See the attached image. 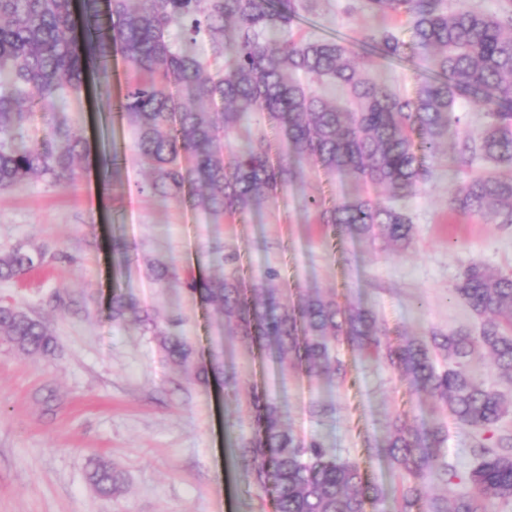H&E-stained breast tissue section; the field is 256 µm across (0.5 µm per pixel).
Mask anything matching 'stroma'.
<instances>
[{
	"mask_svg": "<svg viewBox=\"0 0 512 512\" xmlns=\"http://www.w3.org/2000/svg\"><path fill=\"white\" fill-rule=\"evenodd\" d=\"M347 2L316 0L295 35L362 39L369 20L345 13ZM360 65L409 96L422 68L417 61L375 57ZM69 110L92 152L116 150L125 163L110 183L91 161L76 183L36 180L0 194V250L40 248L50 258L42 271L0 280V299L42 320L58 342L53 356L27 359L0 344V512H274L238 452L241 438L258 434L255 417L242 412L253 395L274 400L299 436H318L337 455L358 462L369 484L394 488L389 462L368 446L383 439L393 417L415 428L436 418L431 397L414 393L386 363L345 344L336 348L347 371L342 385L300 372L280 377L263 362L254 339L225 336L214 307L180 284L153 283L146 263L157 258L214 278L224 273L215 250L235 251L246 280H259L266 266L279 267L289 304L318 289L414 336L433 328L475 330L479 317L450 293L471 262L512 271V225L455 216L448 195L466 178L493 171V164L456 162L454 144L446 142L432 179L403 202L414 239L398 250L348 231L323 235L303 198L339 201L353 195L355 185L346 175L330 177L311 167L303 181L244 219L215 224L187 207L160 204L139 193L144 171L131 135L103 102L82 97ZM117 242L128 250L122 264L113 252ZM117 291L160 315L182 316L199 359L219 354L237 390L213 378L189 381L149 337L133 325L113 324L110 303ZM316 401L331 403L332 419L311 416ZM447 427L445 459L456 476L428 484L431 495H451L468 484L474 435L452 420ZM97 457L123 473L113 497L100 496L88 480V462Z\"/></svg>",
	"mask_w": 512,
	"mask_h": 512,
	"instance_id": "1",
	"label": "stroma"
}]
</instances>
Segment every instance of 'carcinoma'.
Returning <instances> with one entry per match:
<instances>
[{
	"instance_id": "1",
	"label": "carcinoma",
	"mask_w": 512,
	"mask_h": 512,
	"mask_svg": "<svg viewBox=\"0 0 512 512\" xmlns=\"http://www.w3.org/2000/svg\"><path fill=\"white\" fill-rule=\"evenodd\" d=\"M312 8L309 0H0V193L32 180L67 185L77 179L89 145L71 124L68 103L92 80L112 83L118 52L128 70L113 108L133 131L138 163L150 172L138 190L159 202L199 210L214 223L243 219L302 180L307 161L326 174L345 173L361 187L341 202L304 199L329 233L347 228L407 249L414 229L398 202L429 179L423 159L439 153L449 114L467 95L488 122L458 141V153L506 171L463 182L448 208L512 224V4L497 14L450 10L444 0H364L375 25L358 51L337 38H290L301 12ZM399 13L411 20L407 42L385 24ZM357 56L422 59L429 66L415 95L405 97L367 77L354 63ZM324 82L343 88L350 105L320 95L316 86ZM36 115L43 135L26 143L23 132ZM376 188L388 190V202L371 196ZM217 261L222 277L187 276L184 287L217 307L224 335L256 337L280 374L301 369L334 386L346 376L335 347L347 343L384 360L461 424L484 429L512 412V400L469 370L481 347L512 377L511 274L479 263L461 271L454 294L482 319L477 336L460 328L410 337L361 305L341 306L319 291L292 306L281 302L276 267L247 288L236 253ZM46 263L41 249L0 252V279ZM147 270L158 284L180 279L159 261H148ZM111 316L117 324L138 323L186 378L205 383L219 372V358L198 359L181 318L161 320L126 294L113 295ZM391 332L397 343L382 347L381 337ZM0 342L24 358L49 355L57 346L42 321L9 302L0 303ZM247 407L257 412L259 437L242 442L240 453L251 463L253 481L271 492L275 512H365L367 498L386 501L357 463L317 437L297 436L275 402L254 396ZM386 432L376 449L403 479L391 512H486L489 501H512V434L472 450L471 490L433 498L424 508L422 487L452 473L443 454L447 428L436 420L414 430L397 416ZM89 480L110 497L119 472L95 458Z\"/></svg>"
}]
</instances>
